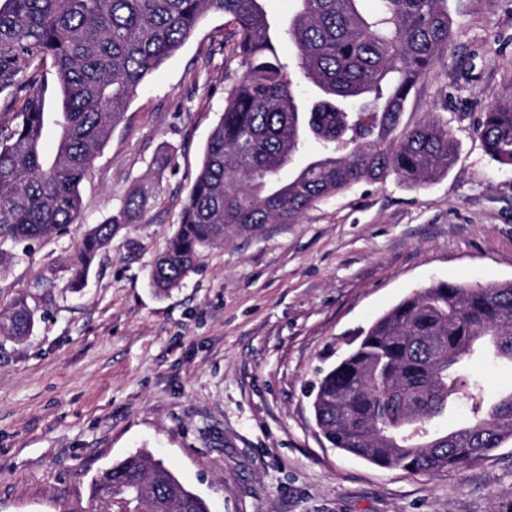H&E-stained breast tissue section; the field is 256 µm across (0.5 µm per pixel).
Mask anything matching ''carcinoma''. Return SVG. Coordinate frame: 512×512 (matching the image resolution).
<instances>
[{
    "instance_id": "obj_1",
    "label": "carcinoma",
    "mask_w": 512,
    "mask_h": 512,
    "mask_svg": "<svg viewBox=\"0 0 512 512\" xmlns=\"http://www.w3.org/2000/svg\"><path fill=\"white\" fill-rule=\"evenodd\" d=\"M264 0H0V246L59 235L79 222V187L147 75L219 11L235 25L242 73L224 89V112L204 149L178 229L150 268L159 291L178 287L224 230L294 224L316 202L362 181L395 175L421 186L448 171L456 144L429 119L398 137L406 100L448 49V0H295L286 25ZM288 42L294 53L281 54ZM314 87L297 95L301 82ZM61 107L46 110L49 86ZM57 134L54 156L43 144ZM485 154L512 167V95L484 113ZM317 153L278 178L309 141ZM148 204L129 196L91 227L71 285ZM35 308L17 298L0 336L32 335ZM358 342L312 387L324 440L381 467L419 474L466 466L512 439V389L488 402L466 368L484 353L512 363V282L481 288L441 281L408 296L357 333ZM488 340L490 349L477 350ZM466 404L468 424L433 422ZM91 510L209 512L164 464L139 450L90 481Z\"/></svg>"
}]
</instances>
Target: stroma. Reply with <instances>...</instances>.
I'll use <instances>...</instances> for the list:
<instances>
[{"label":"stroma","instance_id":"stroma-1","mask_svg":"<svg viewBox=\"0 0 512 512\" xmlns=\"http://www.w3.org/2000/svg\"><path fill=\"white\" fill-rule=\"evenodd\" d=\"M454 38L410 94L401 127L447 122L438 180L360 183L295 224L228 231L178 288L150 266L179 224L239 62L209 14L145 80L80 190L78 223L8 245L0 312L38 303L33 333L0 338V512L88 504L90 479L136 450L210 512H512V441L455 471L410 474L329 447L308 391L358 329L433 283L512 281V168L478 126L512 94V0H448ZM123 226L68 285L84 232L137 189Z\"/></svg>","mask_w":512,"mask_h":512}]
</instances>
